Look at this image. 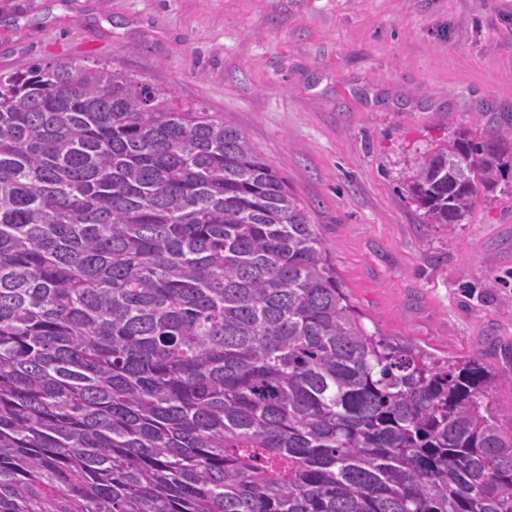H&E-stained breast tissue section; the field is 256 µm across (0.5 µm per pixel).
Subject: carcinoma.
I'll use <instances>...</instances> for the list:
<instances>
[{
	"mask_svg": "<svg viewBox=\"0 0 512 512\" xmlns=\"http://www.w3.org/2000/svg\"><path fill=\"white\" fill-rule=\"evenodd\" d=\"M512 125L414 164L429 224ZM503 375L369 333L288 180L101 63L0 75V512H512Z\"/></svg>",
	"mask_w": 512,
	"mask_h": 512,
	"instance_id": "carcinoma-1",
	"label": "carcinoma"
}]
</instances>
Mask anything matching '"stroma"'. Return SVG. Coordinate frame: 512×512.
<instances>
[{
  "mask_svg": "<svg viewBox=\"0 0 512 512\" xmlns=\"http://www.w3.org/2000/svg\"><path fill=\"white\" fill-rule=\"evenodd\" d=\"M61 58L244 130L369 332L512 373V192L450 225L405 192L456 127L512 122V0H0V74Z\"/></svg>",
  "mask_w": 512,
  "mask_h": 512,
  "instance_id": "1",
  "label": "stroma"
}]
</instances>
